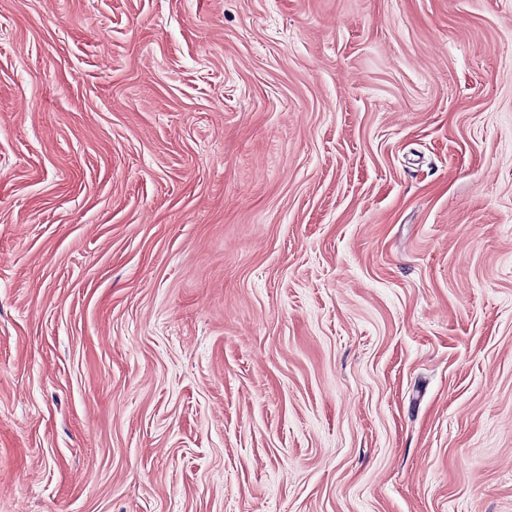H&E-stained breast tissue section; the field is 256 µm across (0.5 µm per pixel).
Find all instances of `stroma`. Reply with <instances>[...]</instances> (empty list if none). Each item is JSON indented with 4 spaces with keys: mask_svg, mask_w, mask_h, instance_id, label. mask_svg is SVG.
Masks as SVG:
<instances>
[{
    "mask_svg": "<svg viewBox=\"0 0 512 512\" xmlns=\"http://www.w3.org/2000/svg\"><path fill=\"white\" fill-rule=\"evenodd\" d=\"M0 512H512V0H0Z\"/></svg>",
    "mask_w": 512,
    "mask_h": 512,
    "instance_id": "35a3bbf8",
    "label": "stroma"
}]
</instances>
